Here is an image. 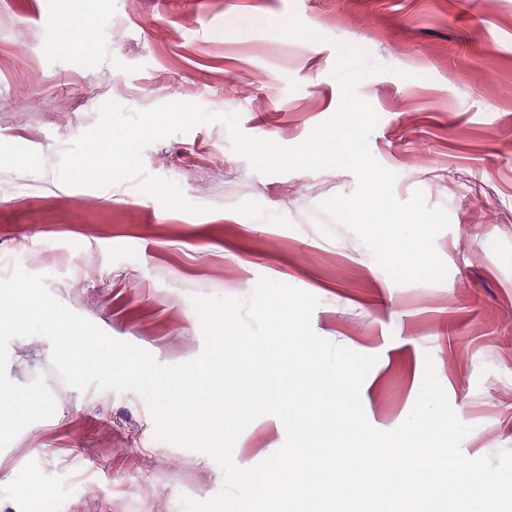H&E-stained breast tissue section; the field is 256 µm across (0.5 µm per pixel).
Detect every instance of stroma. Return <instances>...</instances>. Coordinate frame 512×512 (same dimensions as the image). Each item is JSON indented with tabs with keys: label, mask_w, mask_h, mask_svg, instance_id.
Here are the masks:
<instances>
[{
	"label": "stroma",
	"mask_w": 512,
	"mask_h": 512,
	"mask_svg": "<svg viewBox=\"0 0 512 512\" xmlns=\"http://www.w3.org/2000/svg\"><path fill=\"white\" fill-rule=\"evenodd\" d=\"M73 29L112 43L77 50ZM338 42L382 68L356 93L378 116L369 147L396 196L423 190L449 215L444 282H395L325 222L320 203L352 192L353 173L260 174L220 122L151 144L132 179L59 177L110 100L235 113L244 135L297 147L340 106ZM1 142L0 276L48 275L67 307L164 364L203 350L194 298L293 286L319 300L316 334L376 357L360 393L372 427L407 419L430 360L471 427L462 453L512 451V0H0ZM40 373L57 377L48 341L13 340L9 379ZM55 401L0 451L1 512H186L223 491L224 469L159 438L139 394L67 386ZM285 439L260 416L231 462L253 468Z\"/></svg>",
	"instance_id": "35a3bbf8"
}]
</instances>
